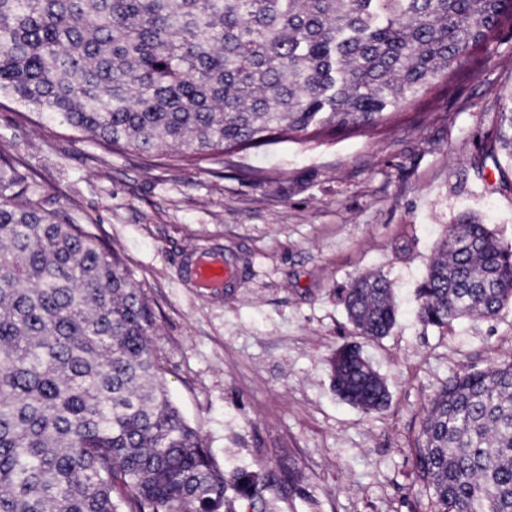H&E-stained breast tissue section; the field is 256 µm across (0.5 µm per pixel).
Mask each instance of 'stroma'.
I'll return each mask as SVG.
<instances>
[{
    "instance_id": "stroma-1",
    "label": "stroma",
    "mask_w": 512,
    "mask_h": 512,
    "mask_svg": "<svg viewBox=\"0 0 512 512\" xmlns=\"http://www.w3.org/2000/svg\"><path fill=\"white\" fill-rule=\"evenodd\" d=\"M512 102V26L488 58L385 127L283 142L225 164L171 167L19 117L0 100V155L44 208L85 224L123 259L156 318L172 400L219 464L289 468L275 512H427L413 448L452 374L512 362V304L443 328L417 318L435 246L470 217L512 247V162L495 137ZM223 257L222 292L192 284L195 249ZM378 274L390 333L357 337L339 300ZM358 342L390 393L367 414L340 400L330 362Z\"/></svg>"
}]
</instances>
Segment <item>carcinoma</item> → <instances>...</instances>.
<instances>
[{"label":"carcinoma","instance_id":"obj_1","mask_svg":"<svg viewBox=\"0 0 512 512\" xmlns=\"http://www.w3.org/2000/svg\"><path fill=\"white\" fill-rule=\"evenodd\" d=\"M512 0H0V96L150 165L376 129L472 68ZM497 139L512 161V111ZM0 157V512H269L272 471L226 470L170 399L154 316L118 254L33 199ZM364 336L393 328L391 288L339 293ZM512 302V251L456 224L418 288L443 327ZM337 395L384 408L356 345ZM430 512H512V363L455 374L420 422Z\"/></svg>","mask_w":512,"mask_h":512}]
</instances>
